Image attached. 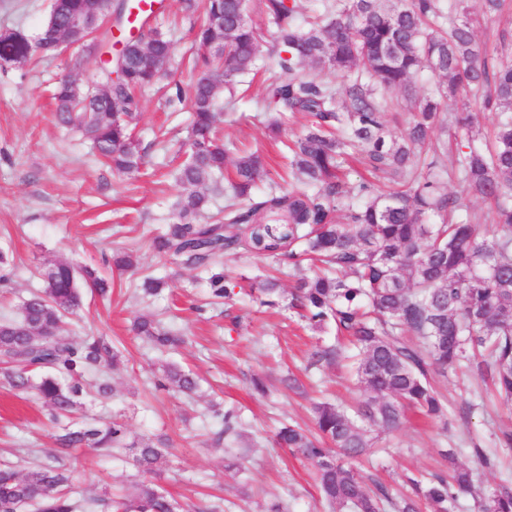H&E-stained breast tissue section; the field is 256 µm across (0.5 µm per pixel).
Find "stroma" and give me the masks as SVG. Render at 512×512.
Listing matches in <instances>:
<instances>
[{
	"mask_svg": "<svg viewBox=\"0 0 512 512\" xmlns=\"http://www.w3.org/2000/svg\"><path fill=\"white\" fill-rule=\"evenodd\" d=\"M51 0H0V29L35 31L47 18ZM101 72L96 56L64 50L52 58L0 69V320L16 317L22 297L39 288V268L66 260L76 266H104L116 251L137 256L142 273L164 280L155 296L139 299L135 277L111 274L107 297L87 294L78 315L64 323V336L78 341L102 336L119 350L122 363L111 375L114 395H90L82 416L87 421L122 419L129 440L165 436L170 448L157 485L179 505V512L219 504L222 512H266L275 501L288 512H330L322 501L314 468L275 442L285 423L312 427V406L320 401L351 403L363 395L349 361L332 367L309 364L314 346L337 340L334 325L304 328L286 305L264 306L247 287L273 276L284 290L294 285L292 268L245 250L225 255L224 271L232 290L217 302L206 268L187 266L153 251L179 188L172 177L184 157L190 122L188 101L166 104L162 93L141 97L135 134L149 165L146 172L120 176L103 165L78 134L56 125L51 93L64 73L95 81ZM246 93L224 104L219 126L225 141L258 152L271 172L255 197L287 187L277 141L300 136L304 115L266 112L261 78L243 76ZM278 120L279 134L268 129ZM160 320L184 336L185 344L161 353L136 338L133 320ZM173 363L201 379L188 398L160 388L162 367ZM295 375L300 390L282 379ZM264 391H257L255 381ZM444 415L428 418L407 411L400 429L380 434L375 448L357 466L362 474L387 485L392 493L408 490L410 480L446 471V451L471 468L475 486L491 490L512 485V448L497 441L512 428V403H501L490 384L467 369L438 377ZM235 411L238 439L214 443L222 412ZM57 432L47 410L31 395L0 387V459L27 470L55 446ZM482 448L493 467L482 465ZM235 468H228V461ZM75 467L80 498L103 492L126 494L138 479L129 450L73 449L64 457Z\"/></svg>",
	"mask_w": 512,
	"mask_h": 512,
	"instance_id": "obj_1",
	"label": "stroma"
}]
</instances>
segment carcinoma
<instances>
[{"label":"carcinoma","mask_w":512,"mask_h":512,"mask_svg":"<svg viewBox=\"0 0 512 512\" xmlns=\"http://www.w3.org/2000/svg\"><path fill=\"white\" fill-rule=\"evenodd\" d=\"M466 2L324 0L323 11L306 21L296 0H266L284 73L265 88L268 107L302 113L309 124L288 147L289 175L303 187L271 191L256 201L253 192L268 176L265 164L224 142L217 121L223 96H236L239 77L256 69L267 51L263 34L249 19L246 0H181L185 16L204 13L202 24L192 27L189 155L173 172L181 193L152 245L196 267L218 266L225 252L243 248L288 258L296 268L302 254L323 268L311 276L299 272L290 306L312 329L332 321L349 337L357 350L354 374L366 397L350 410L315 404L316 434L288 424L276 433V443L314 466L321 496L337 512H419L422 501L431 512H451L457 495L475 492L473 472L451 451L448 472L416 483L415 495L400 500L352 465L372 447V429L399 428L406 408L443 415L433 376H446L466 361L512 401V57L504 54L512 50V29L502 31L495 46L480 41ZM131 7L130 0H51L49 21L34 34L0 31V67L55 55L63 44L97 53L111 41L103 29L106 12L120 24ZM95 12L89 27L66 28L71 16ZM173 54L169 34L144 19L115 53L114 70L87 85L57 82V123L80 131L117 173L139 171L143 155L132 136L141 112L137 92L164 81ZM324 69L336 74V83L320 79ZM424 70L438 81L433 93L419 98L411 83ZM396 90L405 93L411 112L393 136L383 93ZM468 96L494 114L492 138H482L475 114L441 111L443 101ZM438 129L449 137L461 130L467 135L456 143L453 192L434 173ZM351 150L371 171L397 183L381 192L371 181L340 178ZM220 189L232 203L214 212L213 191ZM472 196L493 203L491 227L471 209ZM112 264L122 274L139 266L127 252ZM40 276L43 288L23 299L19 317L0 324V374L11 390L33 392L48 408L61 430L59 453L130 446L145 480L127 496L78 500L68 468L43 463L21 474L1 467L0 512H173L172 501L147 481L160 471L164 440L129 445L118 419L61 424L72 419L88 391L104 398L113 391L105 372L119 365L118 350L101 336L73 341L61 335L64 320L82 305L81 289L104 295L109 279L91 266L66 262L47 263ZM225 280L222 271L209 278L214 297L231 296ZM254 292L260 304L274 306L281 289L267 279ZM133 331L160 352L184 342L143 317ZM404 333L419 345L403 342ZM341 356L337 347L320 346L311 360L330 366ZM160 386L191 397L198 379L168 364ZM478 507L512 512V487L479 493Z\"/></svg>","instance_id":"cac0c4a2"}]
</instances>
